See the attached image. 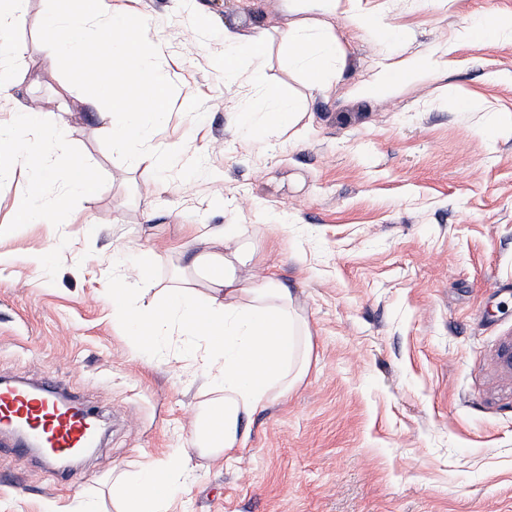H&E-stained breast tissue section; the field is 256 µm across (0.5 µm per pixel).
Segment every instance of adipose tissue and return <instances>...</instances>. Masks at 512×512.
<instances>
[{
	"instance_id": "1",
	"label": "adipose tissue",
	"mask_w": 512,
	"mask_h": 512,
	"mask_svg": "<svg viewBox=\"0 0 512 512\" xmlns=\"http://www.w3.org/2000/svg\"><path fill=\"white\" fill-rule=\"evenodd\" d=\"M22 4L23 0H0L1 99L11 94L10 63L23 52L11 38L22 19ZM288 7L302 13L303 19L281 30V44L309 86L325 89L336 77L338 53L328 20L343 9L344 0H288ZM264 45L263 33L247 36L237 28H225V79L261 86L260 69L240 71L238 58L247 54L261 59ZM438 65L431 55L408 57L395 66L385 64L354 92L362 98L376 97ZM18 169L30 172L34 184L14 203L19 224L52 223L72 198L97 190L92 168L71 150L64 124L49 123L47 113L27 107L12 125L0 127V178ZM47 182L60 186L49 200L40 192ZM250 232L246 224H193L187 242L172 253L138 249L141 289L157 287L154 270L169 255H176L181 264L182 283L160 289V308L135 306L123 278L113 279V321L138 343L147 334L184 336L194 363L211 384L210 396L191 426L189 451L162 464H141L134 478H118L123 499L119 512H169L190 451L218 457L243 449L247 420L273 399L286 397L309 367L307 322L288 288L268 276L239 273Z\"/></svg>"
}]
</instances>
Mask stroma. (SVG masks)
I'll list each match as a JSON object with an SVG mask.
<instances>
[{"mask_svg": "<svg viewBox=\"0 0 512 512\" xmlns=\"http://www.w3.org/2000/svg\"><path fill=\"white\" fill-rule=\"evenodd\" d=\"M164 44L175 86L156 130L203 156L192 195L179 176L123 163L102 142L103 106L59 71L38 29L46 0H25L12 37V95L0 126L37 100L58 104L71 148L92 164L97 192L43 224H13L27 173L0 180V376L63 384L111 429L80 466L61 471L0 448V512H114L112 486L142 462L183 447L206 400L184 339L133 345L112 322V253L160 251L190 224H248L242 275H273L303 309L310 366L287 397L247 421L236 454H192L172 512H512V40L461 39L512 0H355L391 35L332 21L341 75L307 86L280 48L286 0H133ZM203 15L205 28L189 22ZM265 32L264 82L300 104L296 131L256 136L267 102L225 81L224 28ZM197 57L181 55L187 37ZM444 51L435 71L361 98L381 62ZM469 99L459 109L444 87ZM97 224L94 235L85 222ZM44 253L37 272L29 255Z\"/></svg>", "mask_w": 512, "mask_h": 512, "instance_id": "obj_1", "label": "stroma"}]
</instances>
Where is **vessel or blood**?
Returning a JSON list of instances; mask_svg holds the SVG:
<instances>
[{"label": "vessel or blood", "mask_w": 512, "mask_h": 512, "mask_svg": "<svg viewBox=\"0 0 512 512\" xmlns=\"http://www.w3.org/2000/svg\"><path fill=\"white\" fill-rule=\"evenodd\" d=\"M54 382L37 388H0V419L23 422L43 445L42 456L52 461L78 453L90 438V413L84 407L67 409L59 402Z\"/></svg>", "instance_id": "vessel-or-blood-1"}]
</instances>
